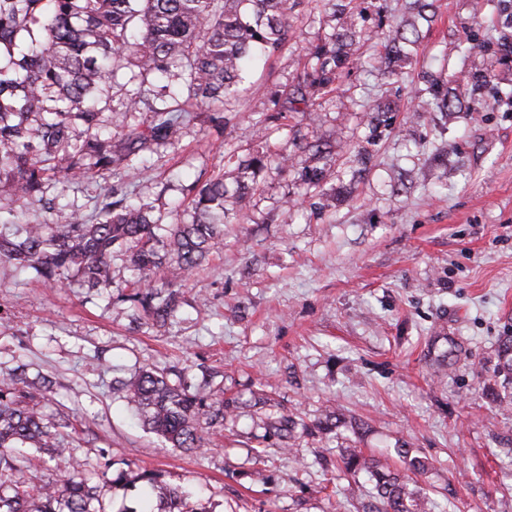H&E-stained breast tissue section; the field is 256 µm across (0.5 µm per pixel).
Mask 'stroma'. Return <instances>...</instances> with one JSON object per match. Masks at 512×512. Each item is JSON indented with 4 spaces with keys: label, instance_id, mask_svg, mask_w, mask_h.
I'll use <instances>...</instances> for the list:
<instances>
[{
    "label": "stroma",
    "instance_id": "35a3bbf8",
    "mask_svg": "<svg viewBox=\"0 0 512 512\" xmlns=\"http://www.w3.org/2000/svg\"><path fill=\"white\" fill-rule=\"evenodd\" d=\"M403 2L363 0L362 65L316 94L312 111L285 112L306 46L333 27L320 0H297L287 43L225 100L223 127L191 123L178 150L149 154L132 177L133 203L166 229L190 222L195 179L223 176L232 192L248 154L272 157L165 325L126 301L135 275L123 252L108 295L0 261V368L23 363L52 380L42 409L78 413L85 469L100 470L109 451L105 512H158L145 471L195 491L205 512H354L367 478L337 470L340 450L403 474V443L429 464L415 480L433 512H512V410L494 371L512 336V98L472 82L489 73L512 84V0L479 15L475 0H433L412 59L388 77L383 37ZM466 37L475 49L463 58ZM428 72L461 96V111H418ZM384 106L390 124L371 138ZM314 141L331 161L311 188L300 172L320 162ZM144 367L208 381L238 408L201 448L170 447L117 389ZM276 410L341 421L296 432L282 451L264 437Z\"/></svg>",
    "mask_w": 512,
    "mask_h": 512
}]
</instances>
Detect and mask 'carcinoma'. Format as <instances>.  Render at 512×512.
<instances>
[{
	"label": "carcinoma",
	"mask_w": 512,
	"mask_h": 512,
	"mask_svg": "<svg viewBox=\"0 0 512 512\" xmlns=\"http://www.w3.org/2000/svg\"><path fill=\"white\" fill-rule=\"evenodd\" d=\"M335 21L328 39L311 48L313 61L295 92L306 96L336 88L355 63L353 46L360 0H325ZM296 0H0V197L39 200L56 182L104 181L90 215L73 210L52 224H26L17 235L0 231V260L33 270L49 282L77 277L99 292L112 291V254L125 250L138 287L126 300L158 321L179 305L185 285L214 248L217 225L241 201L227 195L224 177L192 184L193 216L175 224L158 250L154 221L130 200L128 188L108 182L121 167L140 170L144 152L176 148L195 113L223 125L224 98L254 63L278 52L288 39ZM419 37L415 22L390 29L387 58L408 57ZM135 69L136 92L126 111L143 113L134 126L109 130L100 119L112 99L116 73ZM424 104L454 112L448 89L432 79ZM258 153L240 167V189L265 167ZM498 373L512 379V336L501 350ZM51 392L44 377L28 378L21 367L0 370V512H101L103 485L84 473L74 456L71 417L56 420L36 408ZM143 425L174 448L200 447L205 430L224 425L236 401L204 385L177 386L164 373L142 370L121 384ZM291 415L266 418L267 431L291 436ZM63 465V484L45 464ZM347 473L369 475L368 512H428L411 477L380 468L379 460L344 450ZM138 479L156 490L168 512H199L190 492L144 472Z\"/></svg>",
	"instance_id": "obj_1"
}]
</instances>
